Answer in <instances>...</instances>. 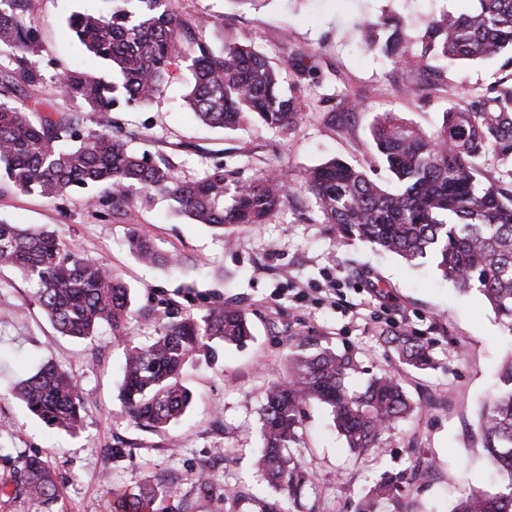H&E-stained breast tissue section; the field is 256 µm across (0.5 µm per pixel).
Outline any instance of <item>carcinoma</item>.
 Instances as JSON below:
<instances>
[{"instance_id": "cac0c4a2", "label": "carcinoma", "mask_w": 512, "mask_h": 512, "mask_svg": "<svg viewBox=\"0 0 512 512\" xmlns=\"http://www.w3.org/2000/svg\"><path fill=\"white\" fill-rule=\"evenodd\" d=\"M106 11H76L68 25L79 43L100 59L104 74L65 70L60 93L65 106L40 112L27 88L42 83L36 62V29L27 25L31 0H0V51H18L0 65V182L48 200L75 188L98 190L122 216L134 197L157 196L176 205L192 224L216 229L230 242L236 230L268 224L292 194L277 168L250 179L216 163L201 179L176 175L167 158L150 161L103 128L77 133L82 114L107 115L119 106L142 109L162 93L180 64L191 73L186 107L203 124L237 130L257 121L285 132L299 118L298 86H284L281 72L250 41L225 42L216 50L202 31L216 25L200 17L189 25L171 0H109ZM465 12L427 20L411 49L399 19L385 16L363 26L365 50L381 51L398 63L425 68L439 58L451 63L503 60L512 67V0H473ZM192 44L181 56V38ZM375 148L397 184L389 190L368 172L330 158L303 172L300 188L313 195L336 241L359 242L395 254L408 263H429L463 291H476L512 331V78L491 83L464 107L450 106L441 126L427 132L389 112L371 129ZM131 253L150 264H174L146 236L132 233ZM0 268H13L36 286L34 301L55 331L90 340L103 328L131 335L130 288L111 267L81 254L46 225L26 227L0 220ZM154 336L125 347L119 392L122 416L149 429H165L192 402L185 368L199 356L215 364L224 347L252 339L246 312L213 305L199 314L164 308L148 312ZM389 342L399 360L424 370L432 365L420 338L394 332ZM287 374L271 383L260 409L259 470L271 485L296 494L306 483L296 473V447L303 407L330 409L347 447L364 455L416 406L390 371L372 376L357 391L349 378L360 361L306 336L289 344ZM498 386L478 411V435L490 465L507 484L496 492L474 491L452 512H512V348L498 371ZM11 395L46 426L67 433L83 423L84 394L78 380L51 359L15 382ZM14 493L46 508L60 491L49 462L17 453ZM400 481L387 477L369 498L393 496ZM166 496L163 484L146 481L130 494L124 512H156Z\"/></svg>"}]
</instances>
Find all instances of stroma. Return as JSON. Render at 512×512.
Here are the masks:
<instances>
[{"label":"stroma","instance_id":"35a3bbf8","mask_svg":"<svg viewBox=\"0 0 512 512\" xmlns=\"http://www.w3.org/2000/svg\"><path fill=\"white\" fill-rule=\"evenodd\" d=\"M468 4L173 0L183 21L202 14L223 21L225 41H252L288 80L296 79L303 57L316 71L315 79L301 81L303 112L285 133L256 122L236 131L203 126L183 102L184 68L147 111L111 114L123 129L136 131L134 149L169 157L181 176L204 177L219 161L247 179L270 165L279 169L294 196L271 223L240 231L233 245L180 218L160 198L134 201L118 219L105 204L89 206L83 190L48 201L0 186V219L52 225L82 254L111 265L130 287L137 313L169 304L198 313L224 303L246 311L254 335L245 348L225 347L217 364L189 367L191 408L168 429H145L120 416L123 341L107 332L91 342L57 335L34 303L32 285L19 272H0L7 283L0 291V350L14 356L0 363V422L12 428L0 445L47 457L62 494L53 512H122L121 494L147 479L171 489L166 512H256L257 500L266 498L286 501L290 512H363L369 490L389 475L402 477V491L377 499L374 512H452L469 491L499 487L500 476L476 442L477 412L496 386L512 332L481 295L460 291L431 265L413 266L357 243L337 245L312 195L299 188L307 168L335 156L391 186L370 136L377 117L394 112L431 131L449 102H462L500 78L494 62L453 67L440 61L420 72L360 47L364 22L395 15L412 40L429 17ZM102 6V0H32L27 21L40 33L43 80L30 94L43 110L62 105L51 91L58 66L102 71L66 23L72 11ZM328 93L336 94L335 102H324ZM341 125L352 127V136H341ZM133 231L178 256L183 271L142 265L126 244ZM399 329L429 343L432 369L399 362L386 342ZM297 333L354 351L363 371L351 378L352 387H362L368 374L393 371L417 410L359 456L335 430L328 409L307 407L294 455L312 481L292 498L263 480L255 450L263 392L284 377L289 340ZM47 357L83 388L85 413L76 433L49 429L9 392L12 381ZM200 475L211 481L204 494L194 483ZM228 488L238 489L239 499H225Z\"/></svg>","mask_w":512,"mask_h":512}]
</instances>
